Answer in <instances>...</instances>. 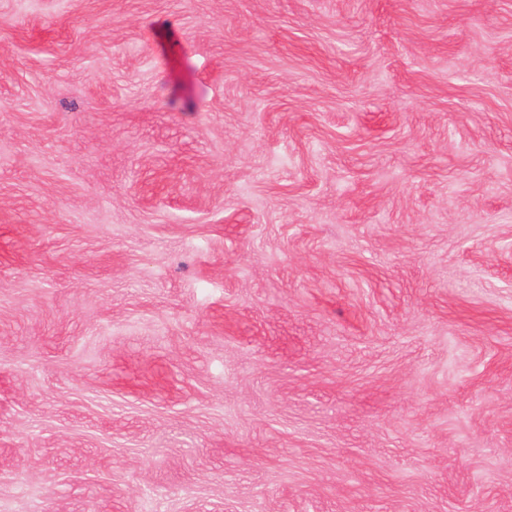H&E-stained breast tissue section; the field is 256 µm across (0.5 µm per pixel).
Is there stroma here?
<instances>
[{
    "mask_svg": "<svg viewBox=\"0 0 512 512\" xmlns=\"http://www.w3.org/2000/svg\"><path fill=\"white\" fill-rule=\"evenodd\" d=\"M0 512H512V0H0Z\"/></svg>",
    "mask_w": 512,
    "mask_h": 512,
    "instance_id": "obj_1",
    "label": "stroma"
}]
</instances>
